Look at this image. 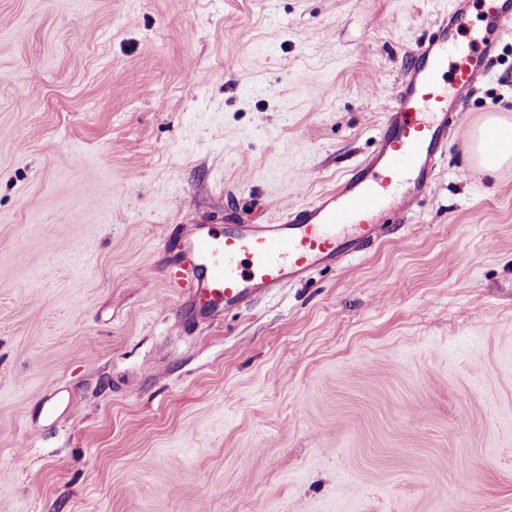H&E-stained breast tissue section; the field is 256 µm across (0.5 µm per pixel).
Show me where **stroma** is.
<instances>
[{"mask_svg":"<svg viewBox=\"0 0 512 512\" xmlns=\"http://www.w3.org/2000/svg\"><path fill=\"white\" fill-rule=\"evenodd\" d=\"M447 6L0 0V512H512V36L395 240L210 317L164 270L363 160ZM489 142L485 145L486 151H493L485 154L482 151L483 142ZM470 149L478 157L479 166L484 171H495L505 164L512 161V130L511 124L498 118L491 117L486 120L482 127L478 130L474 137V142L470 145Z\"/></svg>","mask_w":512,"mask_h":512,"instance_id":"stroma-1","label":"stroma"}]
</instances>
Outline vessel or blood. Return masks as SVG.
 Returning a JSON list of instances; mask_svg holds the SVG:
<instances>
[{
	"label": "vessel or blood",
	"mask_w": 512,
	"mask_h": 512,
	"mask_svg": "<svg viewBox=\"0 0 512 512\" xmlns=\"http://www.w3.org/2000/svg\"><path fill=\"white\" fill-rule=\"evenodd\" d=\"M487 19L491 37L470 48L455 41L458 10L438 16L436 32L411 52L373 151L333 188L283 205L270 224H194L177 234L168 272L186 307L200 314L247 307L392 238L388 212L408 215L433 192L448 129L461 120L452 105L486 77L497 37L512 34V0H489Z\"/></svg>",
	"instance_id": "obj_1"
}]
</instances>
